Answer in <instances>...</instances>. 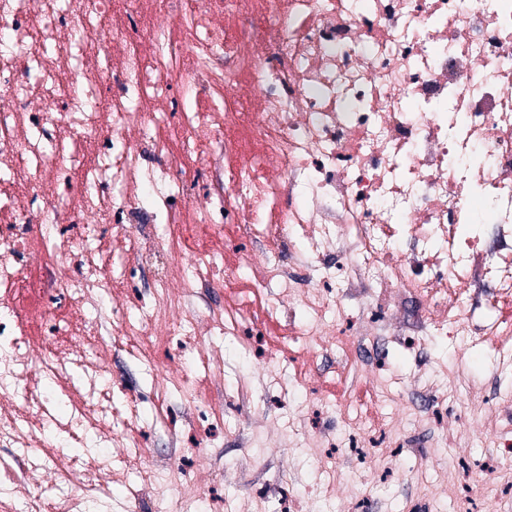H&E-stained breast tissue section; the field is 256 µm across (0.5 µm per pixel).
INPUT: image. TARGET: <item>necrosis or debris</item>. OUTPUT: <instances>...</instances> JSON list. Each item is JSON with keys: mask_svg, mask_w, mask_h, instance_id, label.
<instances>
[{"mask_svg": "<svg viewBox=\"0 0 512 512\" xmlns=\"http://www.w3.org/2000/svg\"><path fill=\"white\" fill-rule=\"evenodd\" d=\"M0 173L22 189L0 195V512L109 502L116 448L153 474L125 512L172 488L195 512L133 432L146 399L109 335L202 426L223 411L194 364L166 374L156 354L205 331L268 348L298 299L297 339L351 365L440 334L493 341L512 369V0H0ZM62 215L79 235L51 241ZM146 269L150 293L116 289ZM456 390L424 381L405 411L436 426ZM338 408L370 446H408L395 416ZM81 427L104 450L83 470L65 450ZM495 446L483 495L507 502L512 436Z\"/></svg>", "mask_w": 512, "mask_h": 512, "instance_id": "1", "label": "necrosis or debris"}]
</instances>
